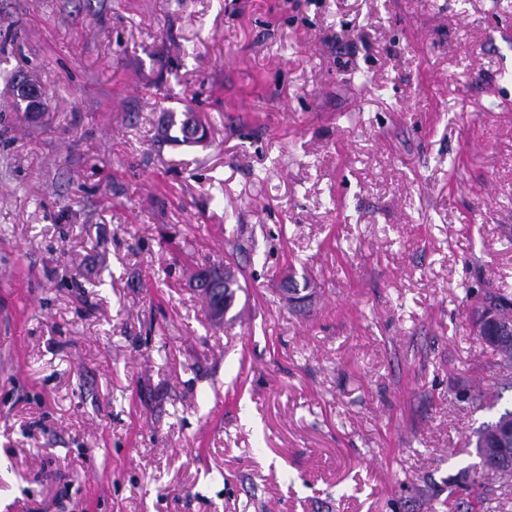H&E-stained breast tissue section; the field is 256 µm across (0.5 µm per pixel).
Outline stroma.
<instances>
[{
	"label": "stroma",
	"instance_id": "35a3bbf8",
	"mask_svg": "<svg viewBox=\"0 0 512 512\" xmlns=\"http://www.w3.org/2000/svg\"><path fill=\"white\" fill-rule=\"evenodd\" d=\"M188 110L207 142L163 140ZM488 285L512 0H0V512H447L512 407ZM22 75L24 77V80L28 81V84L31 85H38L42 88L41 83L37 79L31 78L30 75H27L25 73H21L19 71L10 73L8 77V81L13 85L14 87V100L12 102V109L14 112H27L34 104V100H28L29 94L25 93L24 91L20 90V83L17 82L16 78ZM283 279L281 292L288 304L294 308L307 306L312 300L313 289L300 282L295 273H287ZM488 347L497 356V367L500 370H506L507 374H503L500 378V384L503 388H512V337L507 344H501L497 341L492 340L489 336H485V342Z\"/></svg>",
	"mask_w": 512,
	"mask_h": 512
}]
</instances>
